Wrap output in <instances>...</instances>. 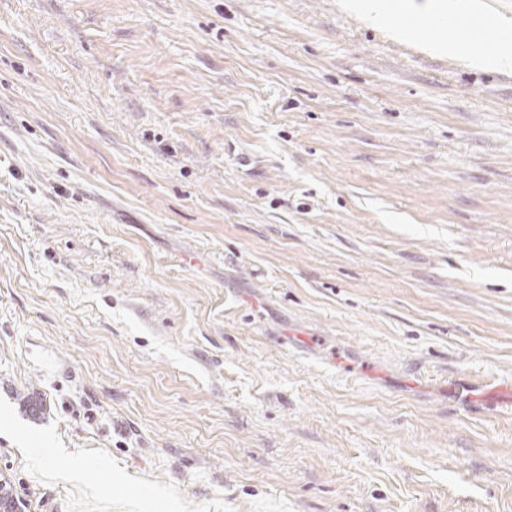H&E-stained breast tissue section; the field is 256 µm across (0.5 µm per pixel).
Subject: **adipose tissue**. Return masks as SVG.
<instances>
[{
  "instance_id": "obj_1",
  "label": "adipose tissue",
  "mask_w": 512,
  "mask_h": 512,
  "mask_svg": "<svg viewBox=\"0 0 512 512\" xmlns=\"http://www.w3.org/2000/svg\"><path fill=\"white\" fill-rule=\"evenodd\" d=\"M345 10L359 14L369 25L399 40H416L407 18H424L436 10L434 0H343ZM448 37L426 42V49L457 57L465 66L497 72L512 71V46L500 33L512 30V21L494 11L484 0H448Z\"/></svg>"
}]
</instances>
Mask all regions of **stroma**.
Segmentation results:
<instances>
[{
    "mask_svg": "<svg viewBox=\"0 0 512 512\" xmlns=\"http://www.w3.org/2000/svg\"><path fill=\"white\" fill-rule=\"evenodd\" d=\"M0 479L512 512V73L337 0H0Z\"/></svg>",
    "mask_w": 512,
    "mask_h": 512,
    "instance_id": "35a3bbf8",
    "label": "stroma"
}]
</instances>
